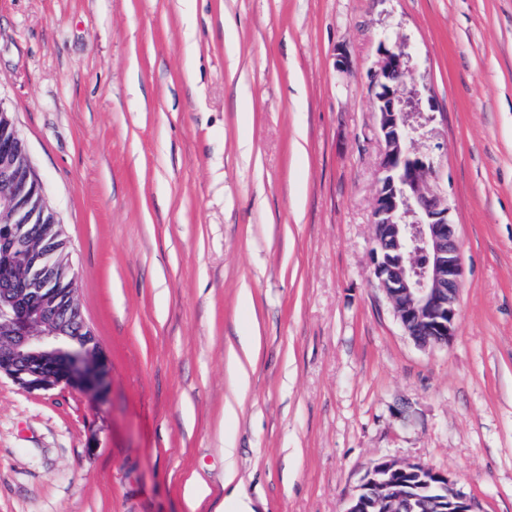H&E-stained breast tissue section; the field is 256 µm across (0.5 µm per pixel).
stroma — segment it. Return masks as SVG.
<instances>
[{"label": "stroma", "instance_id": "1", "mask_svg": "<svg viewBox=\"0 0 512 512\" xmlns=\"http://www.w3.org/2000/svg\"><path fill=\"white\" fill-rule=\"evenodd\" d=\"M385 33L462 247L443 347L371 280ZM0 111L112 367L0 375V512H343L382 459L512 512V0H0Z\"/></svg>", "mask_w": 512, "mask_h": 512}]
</instances>
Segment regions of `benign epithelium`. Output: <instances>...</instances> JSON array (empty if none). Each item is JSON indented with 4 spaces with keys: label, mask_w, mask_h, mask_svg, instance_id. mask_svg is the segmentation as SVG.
I'll use <instances>...</instances> for the list:
<instances>
[{
    "label": "benign epithelium",
    "mask_w": 512,
    "mask_h": 512,
    "mask_svg": "<svg viewBox=\"0 0 512 512\" xmlns=\"http://www.w3.org/2000/svg\"><path fill=\"white\" fill-rule=\"evenodd\" d=\"M382 35L380 59L371 73L377 133L384 149L378 167L373 211V277L392 304L404 332L419 346H446L455 336L458 295L463 281L462 250L449 219L447 197L430 180L439 168L435 156L416 148L423 128L407 112L399 94L410 58ZM24 150L16 129L0 136V373L29 391L64 386L98 401L111 381V364L75 301L76 281H55L46 271L55 260L48 244L29 243L41 193L32 172L21 178L10 160ZM391 495L392 510L414 512L420 498L451 500L458 512L470 501L442 472L422 464L376 462L350 497L345 512H372V492Z\"/></svg>",
    "instance_id": "1"
}]
</instances>
